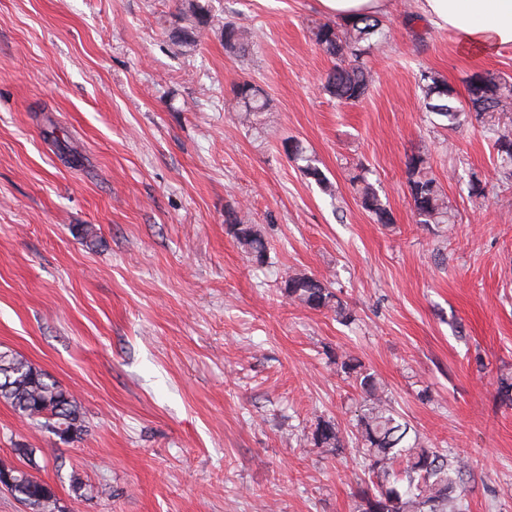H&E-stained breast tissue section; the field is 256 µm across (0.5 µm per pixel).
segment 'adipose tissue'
I'll list each match as a JSON object with an SVG mask.
<instances>
[{
    "label": "adipose tissue",
    "instance_id": "obj_1",
    "mask_svg": "<svg viewBox=\"0 0 512 512\" xmlns=\"http://www.w3.org/2000/svg\"><path fill=\"white\" fill-rule=\"evenodd\" d=\"M436 27L486 52L512 45V0H419Z\"/></svg>",
    "mask_w": 512,
    "mask_h": 512
}]
</instances>
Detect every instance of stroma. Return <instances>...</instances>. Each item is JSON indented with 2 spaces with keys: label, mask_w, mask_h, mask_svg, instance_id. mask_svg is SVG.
<instances>
[{
  "label": "stroma",
  "mask_w": 512,
  "mask_h": 512,
  "mask_svg": "<svg viewBox=\"0 0 512 512\" xmlns=\"http://www.w3.org/2000/svg\"><path fill=\"white\" fill-rule=\"evenodd\" d=\"M204 2L215 25L187 56L168 37L181 0H0V351L86 421L67 443L0 401V463L35 449L66 512H357L350 356L411 434L465 461L462 512H512V183L480 124H433L419 87L424 70L461 98L474 72L512 79V46L479 53L389 0L369 89L345 103L322 89L319 0ZM227 21L246 52H225ZM245 80L267 95L257 128L225 108ZM418 151L454 216L441 230L408 198ZM360 173L392 223L362 208ZM230 212L260 229L266 264ZM296 273L353 322L289 300ZM321 418L342 447L314 445ZM292 147L288 148V157L293 160H300L306 164L302 167L304 174L315 181L323 190H327L329 181L324 172L314 164V160L305 154L304 148L297 141L288 140ZM225 223L228 224L229 233L243 252L256 263L264 264L267 259V246L255 224H244V221L235 213L228 214Z\"/></svg>",
  "instance_id": "35a3bbf8"
}]
</instances>
